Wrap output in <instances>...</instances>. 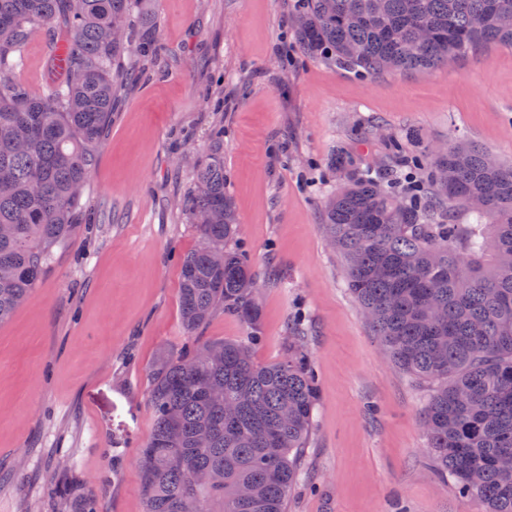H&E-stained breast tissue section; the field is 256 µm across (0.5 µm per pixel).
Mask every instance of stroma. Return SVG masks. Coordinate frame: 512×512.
Masks as SVG:
<instances>
[{
    "instance_id": "1",
    "label": "stroma",
    "mask_w": 512,
    "mask_h": 512,
    "mask_svg": "<svg viewBox=\"0 0 512 512\" xmlns=\"http://www.w3.org/2000/svg\"><path fill=\"white\" fill-rule=\"evenodd\" d=\"M293 0H140L122 67L138 80L95 150L78 229L0 323V512H67L68 476L98 512H144L139 457L152 429L148 369L187 340L183 256L198 233L180 204L224 130L240 243L259 274L261 364L308 337L318 397L288 512H481L439 476L420 417L431 383L398 368L346 286L322 197L337 150L360 163L400 137L408 152L468 142L512 162V50L363 79L305 59ZM153 33L152 58L136 49ZM47 30L16 78L46 94Z\"/></svg>"
}]
</instances>
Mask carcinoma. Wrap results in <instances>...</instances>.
<instances>
[{
  "instance_id": "cac0c4a2",
  "label": "carcinoma",
  "mask_w": 512,
  "mask_h": 512,
  "mask_svg": "<svg viewBox=\"0 0 512 512\" xmlns=\"http://www.w3.org/2000/svg\"><path fill=\"white\" fill-rule=\"evenodd\" d=\"M134 0H0V323L29 297L71 233L94 148L132 75L115 69L130 33L112 18ZM64 66L32 94L15 71L23 46L59 17ZM303 54L361 78L439 68L491 47L512 49V0H294ZM429 37L419 38L420 29ZM458 143L362 167L340 150L342 183L323 201L347 288L392 362L437 381L422 416L441 474L484 512H512V165ZM182 208L199 247L183 260L179 302L188 333L216 310L249 328L245 341L194 340L151 364L152 432L141 450L146 512H285L314 421L317 385L299 328L280 362L259 364L257 273L237 245L240 221L224 177V131L196 164ZM252 498L241 502L240 485ZM75 512L93 497L61 483Z\"/></svg>"
}]
</instances>
